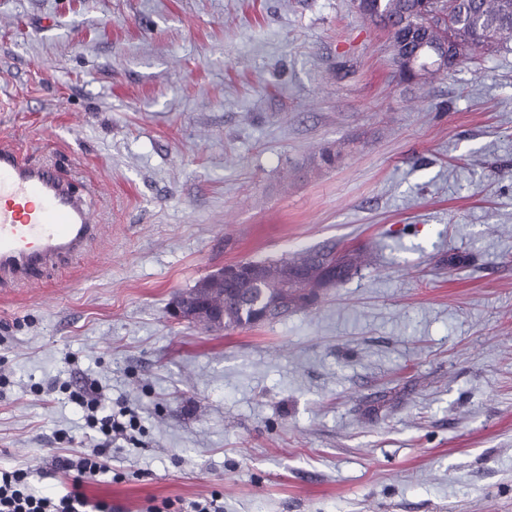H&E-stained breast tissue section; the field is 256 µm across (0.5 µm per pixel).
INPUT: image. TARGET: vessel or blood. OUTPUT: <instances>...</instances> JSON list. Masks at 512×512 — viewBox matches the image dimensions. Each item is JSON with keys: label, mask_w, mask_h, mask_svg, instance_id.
Segmentation results:
<instances>
[{"label": "vessel or blood", "mask_w": 512, "mask_h": 512, "mask_svg": "<svg viewBox=\"0 0 512 512\" xmlns=\"http://www.w3.org/2000/svg\"><path fill=\"white\" fill-rule=\"evenodd\" d=\"M101 231L89 201L54 166L0 143V288L35 283L42 268L83 255Z\"/></svg>", "instance_id": "vessel-or-blood-1"}]
</instances>
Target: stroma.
<instances>
[{"mask_svg":"<svg viewBox=\"0 0 512 512\" xmlns=\"http://www.w3.org/2000/svg\"><path fill=\"white\" fill-rule=\"evenodd\" d=\"M1 140L104 233L0 288V468L71 490L88 381L141 422L81 485L112 512H512V50L420 87L357 0H0ZM326 243L375 261L249 329L168 314ZM220 496L217 493L211 495L210 499H203L202 501H193L188 507L190 510H183V505L180 507H176L173 501H164L161 506L152 505L147 507V512H164V511H173V512H223V507L217 505V501ZM187 507V508H188ZM173 509V510H172Z\"/></svg>","mask_w":512,"mask_h":512,"instance_id":"35a3bbf8","label":"stroma"}]
</instances>
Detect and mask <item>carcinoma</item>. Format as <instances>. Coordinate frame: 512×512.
Segmentation results:
<instances>
[{
	"instance_id": "cac0c4a2",
	"label": "carcinoma",
	"mask_w": 512,
	"mask_h": 512,
	"mask_svg": "<svg viewBox=\"0 0 512 512\" xmlns=\"http://www.w3.org/2000/svg\"><path fill=\"white\" fill-rule=\"evenodd\" d=\"M360 15L387 29L394 56L408 80L428 81L448 74L460 64L512 43V0H366ZM452 47L448 59L437 62L429 55L434 50ZM255 270L253 278L241 282L234 292L235 306L224 316V329L255 326L251 314L263 309L267 298L276 293L278 309H269L272 320L293 306L296 290L283 293V274L306 267L312 274L328 266L338 270L334 286L346 283L353 272L365 264L359 249L338 251L322 245L272 261H246Z\"/></svg>"
}]
</instances>
